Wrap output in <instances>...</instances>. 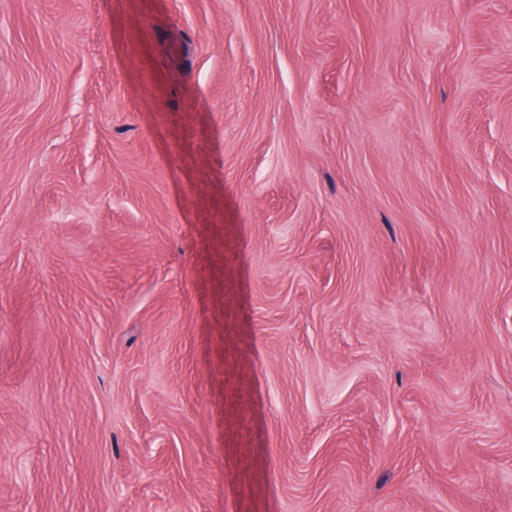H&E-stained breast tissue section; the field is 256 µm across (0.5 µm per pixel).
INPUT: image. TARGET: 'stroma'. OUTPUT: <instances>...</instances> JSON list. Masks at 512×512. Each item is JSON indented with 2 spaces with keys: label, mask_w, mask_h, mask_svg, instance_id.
Segmentation results:
<instances>
[{
  "label": "stroma",
  "mask_w": 512,
  "mask_h": 512,
  "mask_svg": "<svg viewBox=\"0 0 512 512\" xmlns=\"http://www.w3.org/2000/svg\"><path fill=\"white\" fill-rule=\"evenodd\" d=\"M0 512H512V0H0Z\"/></svg>",
  "instance_id": "35a3bbf8"
}]
</instances>
